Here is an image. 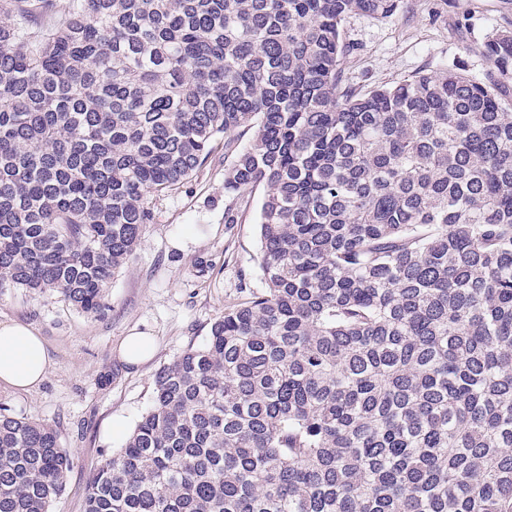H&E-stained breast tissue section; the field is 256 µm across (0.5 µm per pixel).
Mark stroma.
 <instances>
[{"label": "stroma", "instance_id": "stroma-1", "mask_svg": "<svg viewBox=\"0 0 512 512\" xmlns=\"http://www.w3.org/2000/svg\"><path fill=\"white\" fill-rule=\"evenodd\" d=\"M503 26L512 28V0H402L391 17L348 19L349 48L341 68L361 90L444 68L481 80L491 69L484 43ZM230 140L216 145L189 182L153 199L156 219L116 273L104 315L79 314L56 295L0 292V323L28 326L48 351L39 386L23 391L0 384V406L56 426L73 460L51 512H84L91 468L101 456L123 448L151 404L158 369L188 347L202 345L226 308L265 287L257 261L263 188L245 194L237 223L224 221V167L249 144L248 137L235 133ZM201 260L214 265L209 277L195 273ZM136 332L154 336L157 345L154 357L137 369L118 354L122 339ZM106 373L110 383L100 384ZM115 421L122 422V434H111Z\"/></svg>", "mask_w": 512, "mask_h": 512}]
</instances>
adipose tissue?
<instances>
[{
	"instance_id": "obj_1",
	"label": "adipose tissue",
	"mask_w": 512,
	"mask_h": 512,
	"mask_svg": "<svg viewBox=\"0 0 512 512\" xmlns=\"http://www.w3.org/2000/svg\"><path fill=\"white\" fill-rule=\"evenodd\" d=\"M48 353L39 336L18 323H0V382L29 390L43 380Z\"/></svg>"
}]
</instances>
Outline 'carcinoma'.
<instances>
[{"instance_id":"carcinoma-1","label":"carcinoma","mask_w":512,"mask_h":512,"mask_svg":"<svg viewBox=\"0 0 512 512\" xmlns=\"http://www.w3.org/2000/svg\"><path fill=\"white\" fill-rule=\"evenodd\" d=\"M399 2L0 0V291L103 314L224 135V194L265 190L266 288L156 372L85 512H512V29L483 81L345 84V23ZM72 466L0 407V512Z\"/></svg>"}]
</instances>
